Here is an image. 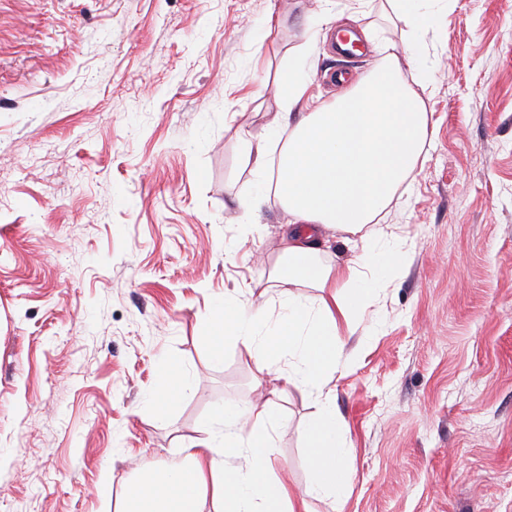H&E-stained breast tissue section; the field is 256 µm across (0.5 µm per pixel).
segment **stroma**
I'll return each instance as SVG.
<instances>
[{
	"instance_id": "1",
	"label": "stroma",
	"mask_w": 512,
	"mask_h": 512,
	"mask_svg": "<svg viewBox=\"0 0 512 512\" xmlns=\"http://www.w3.org/2000/svg\"><path fill=\"white\" fill-rule=\"evenodd\" d=\"M0 0V512H121L224 403L270 395L274 473L310 483L300 392L211 355L229 296L279 313L290 216L243 157L306 60L336 101L394 55L433 133L380 223L403 252L334 381L343 512H512V0ZM367 29L361 53L336 27ZM187 380L165 414L161 361ZM108 484L109 496L98 488Z\"/></svg>"
}]
</instances>
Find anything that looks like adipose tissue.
<instances>
[{"label":"adipose tissue","instance_id":"adipose-tissue-1","mask_svg":"<svg viewBox=\"0 0 512 512\" xmlns=\"http://www.w3.org/2000/svg\"><path fill=\"white\" fill-rule=\"evenodd\" d=\"M279 91L287 109L300 111L288 146L279 153L259 144L246 159L260 177L277 166L274 196L294 218L271 271L283 311L274 317L264 306L247 309L229 299L214 305L211 353L219 360L225 344L243 345L259 373L317 403L304 422L307 493L340 501L349 483L347 442L331 383L345 365L344 333L357 331L358 317L400 264L374 220L415 170L430 119L390 57L331 105L305 103L306 80L296 64L283 73ZM333 233L354 256L341 265L318 263ZM338 285L345 296L332 294ZM306 288L330 294L312 305ZM221 416L218 433L187 449V464L128 484L124 512H308L306 498L293 497L274 476L272 431L283 422L270 402L228 403Z\"/></svg>","mask_w":512,"mask_h":512}]
</instances>
